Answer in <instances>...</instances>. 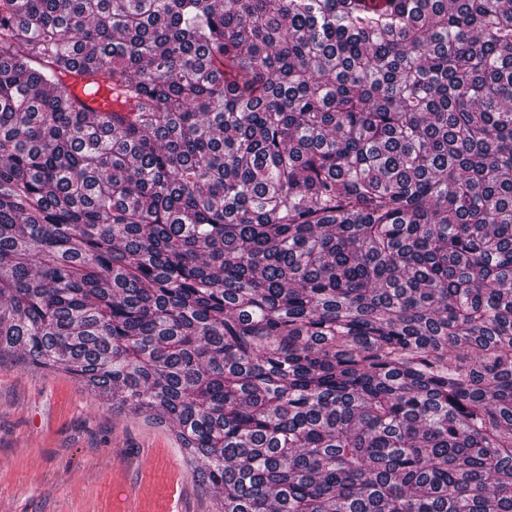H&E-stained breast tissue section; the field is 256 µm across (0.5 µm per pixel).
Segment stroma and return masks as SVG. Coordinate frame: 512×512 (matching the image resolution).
Returning a JSON list of instances; mask_svg holds the SVG:
<instances>
[{
	"mask_svg": "<svg viewBox=\"0 0 512 512\" xmlns=\"http://www.w3.org/2000/svg\"><path fill=\"white\" fill-rule=\"evenodd\" d=\"M164 425L73 376L0 356V512H217Z\"/></svg>",
	"mask_w": 512,
	"mask_h": 512,
	"instance_id": "obj_1",
	"label": "stroma"
}]
</instances>
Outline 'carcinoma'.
<instances>
[{"label":"carcinoma","mask_w":512,"mask_h":512,"mask_svg":"<svg viewBox=\"0 0 512 512\" xmlns=\"http://www.w3.org/2000/svg\"><path fill=\"white\" fill-rule=\"evenodd\" d=\"M5 352L219 512H512V0H0ZM76 81L74 84L75 93L87 106L88 112H107L112 110L115 105L112 103L111 92L102 87L93 94H85L83 91L82 82Z\"/></svg>","instance_id":"carcinoma-1"}]
</instances>
